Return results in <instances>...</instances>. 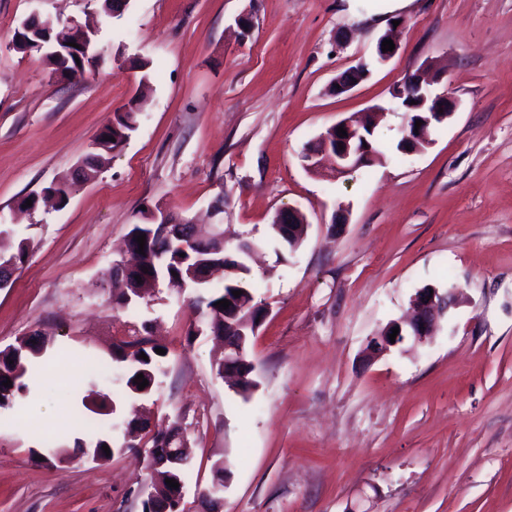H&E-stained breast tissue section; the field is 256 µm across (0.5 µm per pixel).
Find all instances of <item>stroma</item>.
Here are the masks:
<instances>
[{
  "label": "stroma",
  "mask_w": 512,
  "mask_h": 512,
  "mask_svg": "<svg viewBox=\"0 0 512 512\" xmlns=\"http://www.w3.org/2000/svg\"><path fill=\"white\" fill-rule=\"evenodd\" d=\"M34 11L96 23L98 67L60 81L15 50ZM397 17V54L337 95L336 77L385 31L352 22L346 0H130L118 17L97 0H0V225L31 242L0 289V350L36 331L53 339L23 400L0 409V512H142L146 454L34 452L83 398L118 390L112 349L143 335L166 351L157 386L118 400L112 435L137 406L152 427H182L183 512H205L219 460L231 471L221 512H512V0H413ZM429 60L433 91L458 106L426 149L403 154L391 91ZM133 105L135 132L95 180L62 209L19 211ZM374 106L371 166L304 168L309 142ZM219 198L216 219L257 238L281 209L309 222L296 252L271 243L252 266L268 314L246 399L217 375L213 336L192 331L198 291L124 308L102 281L147 211L205 229ZM452 286L459 302L431 336L367 354L417 291Z\"/></svg>",
  "instance_id": "obj_1"
}]
</instances>
